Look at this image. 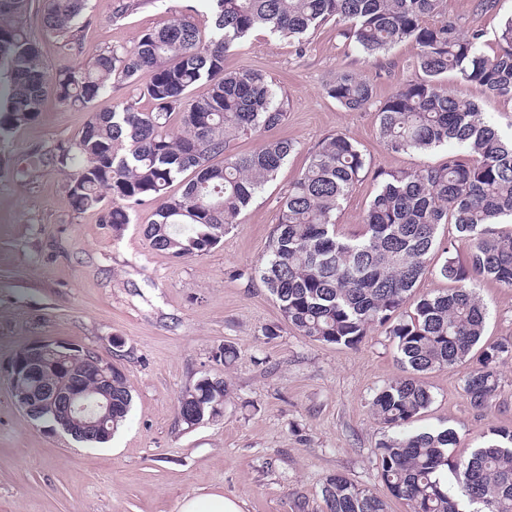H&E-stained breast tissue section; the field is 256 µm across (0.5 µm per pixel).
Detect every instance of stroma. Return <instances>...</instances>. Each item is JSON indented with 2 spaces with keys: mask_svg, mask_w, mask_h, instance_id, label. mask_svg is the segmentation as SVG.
I'll use <instances>...</instances> for the list:
<instances>
[{
  "mask_svg": "<svg viewBox=\"0 0 512 512\" xmlns=\"http://www.w3.org/2000/svg\"><path fill=\"white\" fill-rule=\"evenodd\" d=\"M119 0H89L77 23L78 45L32 32L50 68L88 65L108 47L132 46L186 6L203 40L214 35L207 0H153L117 15ZM478 0H443L442 16L463 31L478 30L481 51L498 52V34L512 0L493 10ZM415 51L401 43L367 59L338 33L335 22L311 31L304 46L265 30L230 49L225 70H255L272 78L287 105L285 123L237 140L244 154L286 138L294 151L221 243L209 253L175 258L151 248L144 235L153 219L145 205L120 235L96 211L75 212L60 171L44 159L54 143L75 137L89 110L47 101L39 119L0 140V361L36 337L84 347L119 363L133 400L123 426L93 446L50 432L15 402L0 378V512H180L186 498L218 493L243 512H324L325 477L341 474L380 490L375 448L385 431L369 411L378 387L402 376L397 350L384 328L354 349L313 342L283 321L254 265L278 222L282 197L326 136L351 138L366 159L354 190L336 214L340 234L363 230L378 172L442 164L448 151L387 150L378 132V106L413 79ZM355 71L375 87L373 105L343 109L327 96L338 70ZM449 89L474 100L504 134L512 133V99L490 97L463 84ZM476 292L487 310L483 340H512V288L491 281ZM233 346L236 359L217 363ZM470 363L429 372L433 402L418 430L453 429L457 455H469L494 426L512 428V361L500 368L497 397L485 409L463 394ZM205 375L224 378L221 416L190 427L178 399Z\"/></svg>",
  "mask_w": 512,
  "mask_h": 512,
  "instance_id": "35a3bbf8",
  "label": "stroma"
}]
</instances>
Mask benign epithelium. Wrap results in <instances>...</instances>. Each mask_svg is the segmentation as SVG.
I'll return each mask as SVG.
<instances>
[{
    "instance_id": "1",
    "label": "benign epithelium",
    "mask_w": 512,
    "mask_h": 512,
    "mask_svg": "<svg viewBox=\"0 0 512 512\" xmlns=\"http://www.w3.org/2000/svg\"><path fill=\"white\" fill-rule=\"evenodd\" d=\"M78 362L95 378L89 388L69 364ZM46 369L51 380L39 391L21 387L33 372ZM122 368L96 353L69 343L37 338L21 354L0 363V375L8 378L17 405L39 424L48 423L78 439L88 432L112 437V375Z\"/></svg>"
}]
</instances>
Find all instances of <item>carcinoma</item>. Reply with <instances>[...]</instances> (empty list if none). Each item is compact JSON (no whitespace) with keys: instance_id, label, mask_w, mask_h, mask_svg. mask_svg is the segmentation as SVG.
I'll list each match as a JSON object with an SVG mask.
<instances>
[{"instance_id":"cac0c4a2","label":"carcinoma","mask_w":512,"mask_h":512,"mask_svg":"<svg viewBox=\"0 0 512 512\" xmlns=\"http://www.w3.org/2000/svg\"><path fill=\"white\" fill-rule=\"evenodd\" d=\"M86 2L45 0L43 28L75 43L72 25ZM441 3L209 0L215 37L207 42L185 13L130 47L99 51L85 68L52 69L28 31L33 0H0V65L10 77L0 102V137L36 122L50 97L88 107L113 83L133 85L141 71H151L144 94L153 111L131 105L95 111L77 137L58 142L49 154L67 179L75 211H100L101 223L119 234L130 212L149 202L154 220L144 235L151 247L175 258L201 256L219 245L295 149L291 140L272 139L247 154L232 151L235 140L281 126L287 112L265 74L227 72L224 54L259 28L300 44L331 20L368 57L410 44L418 75L381 105L380 138L396 152L455 143L475 160L450 153L439 166L379 172L364 229L346 238L336 230V211L360 180L365 158L347 136L326 137L288 186L255 273L284 322L311 341L355 348L376 326L393 339L406 376L379 388L369 409L390 430L375 452L380 482L405 512H462L464 501L477 506L474 512H512V429H492L467 457L454 453L451 428L411 430L433 401L423 375L472 362L463 392L472 407L483 408L498 391V367L512 360V342L481 344L486 309L475 291L483 280L512 288V231L496 228L512 218V139L443 83L454 71L467 85L512 99V18L500 30V51L490 57L480 50L479 32L466 35L446 18L424 22ZM197 85L203 93L190 94ZM325 92L349 112L374 100L373 84L346 69ZM176 111L183 132L173 136L167 123ZM178 179L183 191L175 196L169 188ZM444 224L454 225L468 252L460 257L450 242L434 264ZM429 271L453 287L411 300ZM226 396L220 377L206 387L195 383L178 400L180 419L195 425L200 408L204 417H216ZM131 401L127 377H114L112 431L126 420ZM322 498L326 512H387L378 493L338 474L325 478Z\"/></svg>"}]
</instances>
